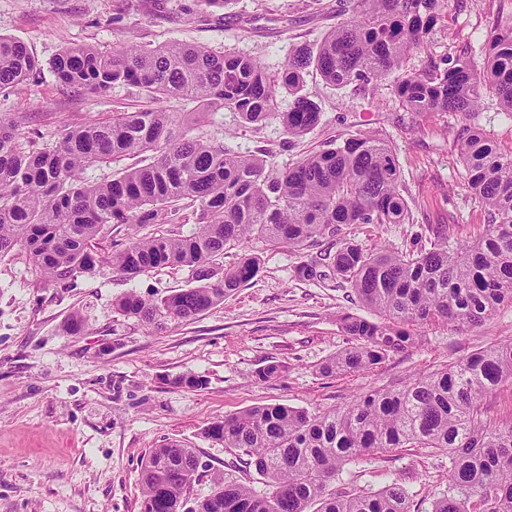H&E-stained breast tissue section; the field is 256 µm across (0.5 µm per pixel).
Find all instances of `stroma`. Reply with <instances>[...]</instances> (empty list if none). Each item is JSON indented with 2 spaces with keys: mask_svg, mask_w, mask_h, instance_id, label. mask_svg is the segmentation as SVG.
<instances>
[{
  "mask_svg": "<svg viewBox=\"0 0 512 512\" xmlns=\"http://www.w3.org/2000/svg\"><path fill=\"white\" fill-rule=\"evenodd\" d=\"M511 15L512 0H446L434 39L405 58L404 70L462 53L482 63V45ZM338 21L336 0H231L223 9L197 0H0V35L23 42L43 66L29 82L0 89V116L31 122L41 133L39 147L48 148L59 126L147 106L132 86L84 95L60 85L50 66L69 46L194 42L249 55L273 71L297 47L318 46ZM302 93L321 113L303 137L288 138L277 116L243 127L223 109L203 131L244 152H270L280 168L358 133L386 139L413 221L344 226L342 239L364 250L411 249L425 224L451 225L461 241L485 233L486 213L464 185L453 143L468 121L512 151V117L495 97L486 96L467 121L453 112L417 114L403 109L390 85L376 92L336 87L312 68ZM329 245L322 239L304 252L264 249L255 278L195 319L172 318L160 330L124 317L114 304L131 292L157 299L188 288L185 268L162 266L128 280L106 266L57 288L43 283L25 252L0 258V512H140L141 462L167 441L186 443L200 457L193 497L226 477L261 488L238 450L205 438L213 421L266 404L339 409L367 391L407 384L512 339L506 304L478 326L424 327L422 344L368 372L321 375V364L353 342L339 315H370L337 280L296 276L307 255ZM75 312L86 324L77 334L65 328ZM272 362L284 365L282 375L258 380V370ZM189 376L205 386L180 385ZM447 475L446 454L402 448L349 469L335 488L376 491L396 480L409 490L412 512H426Z\"/></svg>",
  "mask_w": 512,
  "mask_h": 512,
  "instance_id": "1",
  "label": "stroma"
}]
</instances>
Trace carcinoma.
Segmentation results:
<instances>
[{
    "mask_svg": "<svg viewBox=\"0 0 512 512\" xmlns=\"http://www.w3.org/2000/svg\"><path fill=\"white\" fill-rule=\"evenodd\" d=\"M442 0H354L315 50L300 47L270 74L258 60L173 42L154 48L93 45L62 50L52 71L65 87L100 94L115 84L145 92L153 107L114 112L57 134L50 149L0 117V257L25 250L44 282L69 288L82 274L109 265L131 280L157 267H184L190 287L157 300L130 293L116 309L146 326L161 317L192 318L261 270L254 243L303 250L334 239L348 224L412 220L391 146L360 133L274 170L273 159L198 133L210 108L236 113L245 125L275 114L279 90L294 97L280 114L285 132L302 137L321 121L300 94L312 67L337 87L378 88L404 58L434 34ZM40 64L27 47L0 36V88L33 78ZM492 92L512 114V17L484 45V64L442 57L395 78L408 112H455L467 119ZM195 101L181 120L159 102ZM457 154L469 191L489 216L481 238L449 245L448 225L428 227L430 248L367 252L339 242L335 252L296 267L304 280L337 277L378 320L339 316L356 343L322 365L325 374L365 372L422 342L433 324L476 326L512 304V151L482 129L463 124ZM142 156L146 163L88 182L85 171ZM189 209V234L144 236L104 252L99 240L114 224H175ZM243 246L238 262L218 260ZM512 384V340L495 343L398 389L373 390L338 410L310 413L282 404L255 406L211 423L206 437L246 456L265 490L226 477L201 500L190 490L201 467L195 449L170 441L141 467L142 505L151 512H411L407 488L395 480L377 491L343 492L333 484L350 466L400 448L448 455V484L430 512H512V419L490 421L483 400Z\"/></svg>",
    "mask_w": 512,
    "mask_h": 512,
    "instance_id": "obj_1",
    "label": "carcinoma"
}]
</instances>
